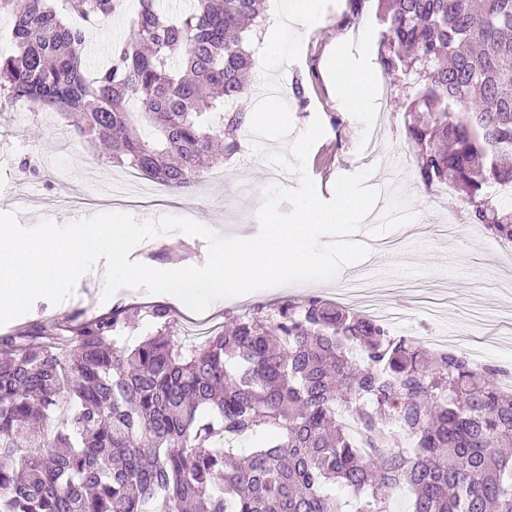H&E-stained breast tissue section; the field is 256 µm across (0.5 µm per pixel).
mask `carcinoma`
<instances>
[{
  "label": "carcinoma",
  "mask_w": 512,
  "mask_h": 512,
  "mask_svg": "<svg viewBox=\"0 0 512 512\" xmlns=\"http://www.w3.org/2000/svg\"><path fill=\"white\" fill-rule=\"evenodd\" d=\"M265 0H138L109 64L88 70L91 27L124 0H0L15 54L0 100L67 116L104 161L172 190L241 150L237 107L253 68L250 24ZM385 72L414 74L423 120L404 122L426 187L464 193L470 223L512 242V0H378ZM73 328L75 346L0 337V512H512V392L503 368L428 350L378 320L313 295L261 306L200 345L173 336L171 307ZM359 422L364 456L336 414ZM405 442L395 440L394 429ZM268 439L241 459L233 443Z\"/></svg>",
  "instance_id": "carcinoma-1"
}]
</instances>
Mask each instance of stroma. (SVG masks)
I'll return each mask as SVG.
<instances>
[{
	"label": "stroma",
	"instance_id": "1",
	"mask_svg": "<svg viewBox=\"0 0 512 512\" xmlns=\"http://www.w3.org/2000/svg\"><path fill=\"white\" fill-rule=\"evenodd\" d=\"M136 8L137 0H128L127 14L90 30L86 55L91 66L102 64L113 44L128 35L127 15ZM382 30L376 0H363L356 10L350 0H338L326 10L318 27L302 29L300 58L282 70L288 75L284 100L295 131L304 130L317 117L325 127L324 137L306 161L320 196L331 199L339 176L372 168L369 183L383 194L371 212L367 233L352 234L351 239L367 247L389 241L394 250L377 252L373 258L345 267L332 282L282 285L225 301L207 322L215 328L257 304L287 298L318 294L332 300L341 288L358 281L387 286L390 305L404 318L400 335L421 338L430 348L436 337L453 336L465 348L483 345L488 363L512 367V327L493 316L501 306L512 305V249L502 246L480 224L466 225L460 235L444 233V218L462 214L464 204L447 185L425 187L415 174L403 116L415 97L416 84L400 73L390 76L392 94L384 119L387 133L371 161L365 156V132L353 114L343 111L330 89L326 61L339 48L355 65L380 73ZM223 172L224 182H213L207 176L181 195L141 180L138 191L149 203L129 205L112 194V182L121 176V168L105 164L97 151L79 142L68 131L63 115H36L18 103L0 111V212H17L26 226L44 218L64 224L121 211L140 220L186 217L224 235H254L259 231L256 212L264 187L298 184L296 174L277 169L257 155L247 137L241 151L225 159ZM207 250L204 239L175 232L139 243L130 257L165 269L189 263ZM75 293L79 302L65 307L37 300L28 314L0 326V336L62 334L77 319L168 301L162 294L128 288L106 300L100 286L89 278L77 281Z\"/></svg>",
	"mask_w": 512,
	"mask_h": 512
}]
</instances>
